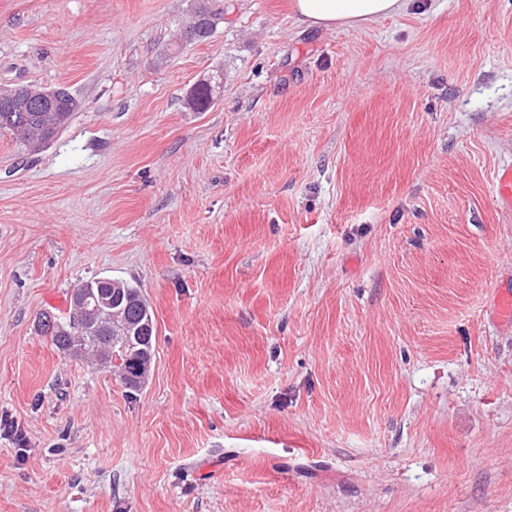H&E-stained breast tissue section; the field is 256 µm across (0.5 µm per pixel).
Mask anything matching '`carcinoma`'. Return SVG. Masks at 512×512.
Masks as SVG:
<instances>
[{"instance_id":"carcinoma-1","label":"carcinoma","mask_w":512,"mask_h":512,"mask_svg":"<svg viewBox=\"0 0 512 512\" xmlns=\"http://www.w3.org/2000/svg\"><path fill=\"white\" fill-rule=\"evenodd\" d=\"M224 19V9H212L207 0L200 3L194 11V20L190 28L196 31L194 41H202L213 33L220 20ZM217 98L212 82H201L194 94V108L199 112L208 110ZM45 105L55 108L53 112H29L20 119L13 112H0V133L6 132L18 136L25 145L36 151L48 145L68 123L74 113L83 109L82 100L71 92H63L55 101L45 100ZM82 287L100 292L114 288L121 289L123 297L124 328L121 342L125 344L127 361L122 368L121 380L126 388L132 389L141 384L146 377L154 356L155 317L141 288L127 281L99 277L87 281ZM42 333L52 336L58 348H70L72 353L95 359L110 355L115 332L109 331V321L100 318L83 331L73 328L68 322L48 324L40 323Z\"/></svg>"}]
</instances>
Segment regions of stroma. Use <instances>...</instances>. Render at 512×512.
Returning a JSON list of instances; mask_svg holds the SVG:
<instances>
[{
    "instance_id": "obj_1",
    "label": "stroma",
    "mask_w": 512,
    "mask_h": 512,
    "mask_svg": "<svg viewBox=\"0 0 512 512\" xmlns=\"http://www.w3.org/2000/svg\"><path fill=\"white\" fill-rule=\"evenodd\" d=\"M199 2L0 0V87L85 104L0 135V512H512V0ZM103 276L136 390L37 329ZM223 18V8L213 10L209 5V1H202L194 11L193 22L186 29L190 27L192 31H196V37L192 41H202L211 36L214 28ZM408 0H295L298 20L307 27L361 26L402 12ZM61 92L55 101L39 99L40 92L27 89V97L22 105L0 112V133L6 132L17 135L31 150H40L48 145L49 141L57 135L68 123L75 112H80L84 103L75 97L67 88ZM51 106L61 112H38L42 104ZM33 111V112H29ZM24 112L27 117L20 119L14 117Z\"/></svg>"
}]
</instances>
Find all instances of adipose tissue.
Listing matches in <instances>:
<instances>
[{
    "mask_svg": "<svg viewBox=\"0 0 512 512\" xmlns=\"http://www.w3.org/2000/svg\"><path fill=\"white\" fill-rule=\"evenodd\" d=\"M407 0H294L295 14L307 27L361 26L402 12Z\"/></svg>",
    "mask_w": 512,
    "mask_h": 512,
    "instance_id": "ef3b65f1",
    "label": "adipose tissue"
}]
</instances>
